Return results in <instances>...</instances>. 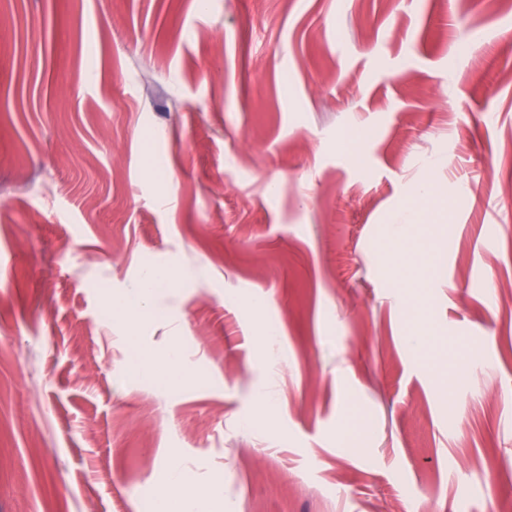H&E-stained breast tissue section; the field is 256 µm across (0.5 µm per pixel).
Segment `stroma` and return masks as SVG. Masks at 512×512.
I'll use <instances>...</instances> for the list:
<instances>
[{"mask_svg": "<svg viewBox=\"0 0 512 512\" xmlns=\"http://www.w3.org/2000/svg\"><path fill=\"white\" fill-rule=\"evenodd\" d=\"M174 344L194 380L133 370ZM175 463L223 512H512V0H0V512ZM152 289L149 288L148 280H146L141 288H137L127 295L109 299L108 306L113 313L125 318L142 317L150 309Z\"/></svg>", "mask_w": 512, "mask_h": 512, "instance_id": "obj_1", "label": "stroma"}]
</instances>
